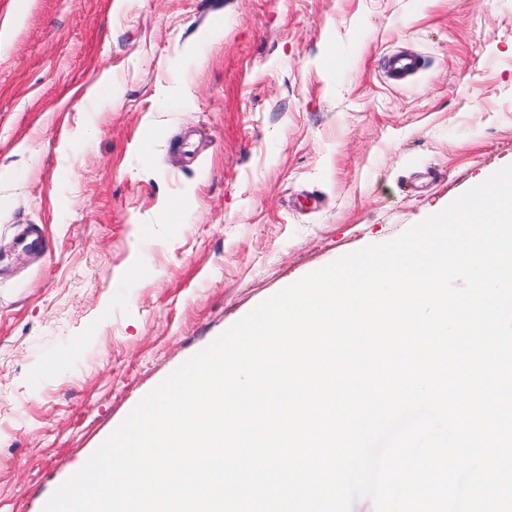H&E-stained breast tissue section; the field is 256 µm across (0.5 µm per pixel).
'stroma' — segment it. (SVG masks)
<instances>
[{"label":"stroma","instance_id":"35a3bbf8","mask_svg":"<svg viewBox=\"0 0 512 512\" xmlns=\"http://www.w3.org/2000/svg\"><path fill=\"white\" fill-rule=\"evenodd\" d=\"M397 50L425 61L399 84ZM510 164L512 0H0V512H43L263 300Z\"/></svg>","mask_w":512,"mask_h":512}]
</instances>
